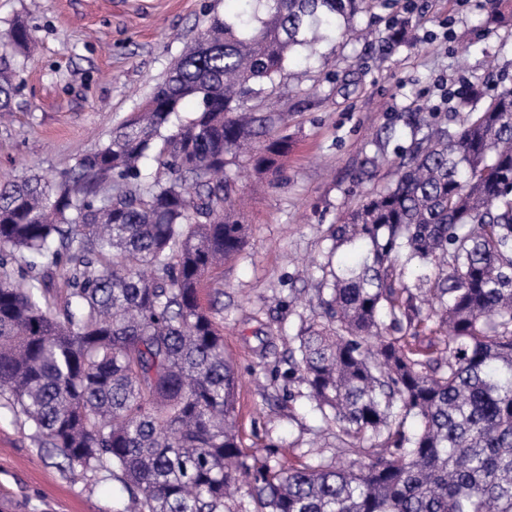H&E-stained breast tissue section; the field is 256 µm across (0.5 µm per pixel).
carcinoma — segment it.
<instances>
[{"label": "carcinoma", "instance_id": "cac0c4a2", "mask_svg": "<svg viewBox=\"0 0 512 512\" xmlns=\"http://www.w3.org/2000/svg\"><path fill=\"white\" fill-rule=\"evenodd\" d=\"M206 31L145 109L48 179L0 183V407L80 476L123 484V512H512V85L460 98L455 128L411 129L394 180L332 229L291 377L349 461L275 466L239 448L237 371L214 272L247 225L226 167L269 172L291 141L249 102L324 26L348 35L389 0H246ZM16 51L26 27L5 31ZM0 64V112L19 89ZM186 102L193 116L179 117ZM157 173H144L146 161ZM64 287H49L54 276ZM430 326L437 354L412 340Z\"/></svg>", "mask_w": 512, "mask_h": 512}]
</instances>
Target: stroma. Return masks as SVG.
<instances>
[{"label": "stroma", "mask_w": 512, "mask_h": 512, "mask_svg": "<svg viewBox=\"0 0 512 512\" xmlns=\"http://www.w3.org/2000/svg\"><path fill=\"white\" fill-rule=\"evenodd\" d=\"M400 0L355 23L371 25L369 41L324 37L314 54L294 53L273 88L256 99L259 113L282 119L293 149L276 173L254 174L239 159L226 176L247 198L242 251L225 263L224 351L237 369L235 426L248 452L284 466L310 444L336 455V438L301 386L288 376V339L312 315L319 267L341 223L366 192L394 179L390 164L407 152L409 126L421 109L460 120L449 89L470 81H512V0ZM224 0H0V31L17 21L32 36L21 54V90L0 117V175L52 178L78 154L105 143L139 111L154 86L223 15ZM408 20L406 43L386 39L397 17ZM384 162L371 167L374 155ZM122 483L73 477L61 457L40 447L29 428L0 409V512H120Z\"/></svg>", "instance_id": "stroma-1"}]
</instances>
